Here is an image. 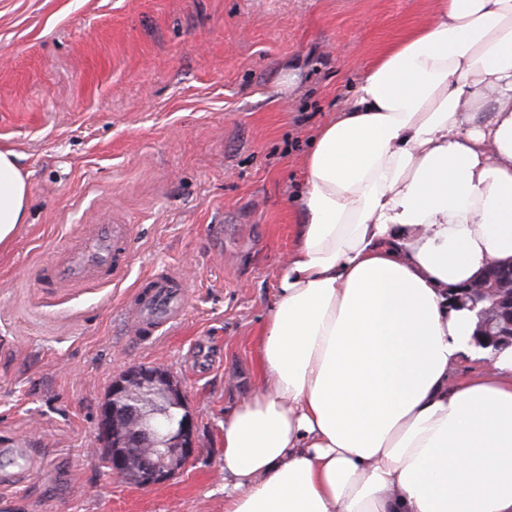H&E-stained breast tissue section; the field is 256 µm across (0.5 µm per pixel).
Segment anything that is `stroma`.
<instances>
[{
  "mask_svg": "<svg viewBox=\"0 0 512 512\" xmlns=\"http://www.w3.org/2000/svg\"><path fill=\"white\" fill-rule=\"evenodd\" d=\"M435 0H0V150L28 206L0 248V512H224V417L295 245L311 139ZM126 224L118 280H46L88 225ZM168 267L184 314L142 342L136 283ZM166 369L197 453L141 488L101 459L122 370Z\"/></svg>",
  "mask_w": 512,
  "mask_h": 512,
  "instance_id": "35a3bbf8",
  "label": "stroma"
}]
</instances>
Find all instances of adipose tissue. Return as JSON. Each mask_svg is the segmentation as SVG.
I'll return each mask as SVG.
<instances>
[{"instance_id": "adipose-tissue-1", "label": "adipose tissue", "mask_w": 512, "mask_h": 512, "mask_svg": "<svg viewBox=\"0 0 512 512\" xmlns=\"http://www.w3.org/2000/svg\"><path fill=\"white\" fill-rule=\"evenodd\" d=\"M296 244L224 417V512H512V349L449 383L512 265V0H437L355 84L301 173ZM27 183L0 151V245Z\"/></svg>"}]
</instances>
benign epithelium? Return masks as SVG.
<instances>
[{
  "label": "benign epithelium",
  "mask_w": 512,
  "mask_h": 512,
  "mask_svg": "<svg viewBox=\"0 0 512 512\" xmlns=\"http://www.w3.org/2000/svg\"><path fill=\"white\" fill-rule=\"evenodd\" d=\"M488 281L453 288L448 301L465 303L477 320L475 345L495 357L512 348V266L490 267ZM156 398L183 410L178 423L165 425L142 408ZM195 434L196 422L187 410L184 391L169 372L137 365L112 380L101 409L99 437L117 477L142 488L169 481L195 458Z\"/></svg>",
  "instance_id": "7a95c632"
}]
</instances>
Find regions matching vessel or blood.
<instances>
[{
    "instance_id": "vessel-or-blood-1",
    "label": "vessel or blood",
    "mask_w": 512,
    "mask_h": 512,
    "mask_svg": "<svg viewBox=\"0 0 512 512\" xmlns=\"http://www.w3.org/2000/svg\"><path fill=\"white\" fill-rule=\"evenodd\" d=\"M127 237V225H93L84 242L50 266V277L75 283L114 277L126 260ZM187 286L179 272L167 268L141 279L137 284L140 300L129 310L130 335L148 341L177 323Z\"/></svg>"
}]
</instances>
